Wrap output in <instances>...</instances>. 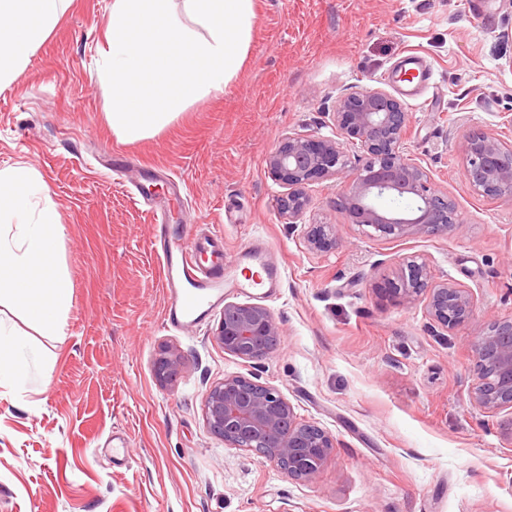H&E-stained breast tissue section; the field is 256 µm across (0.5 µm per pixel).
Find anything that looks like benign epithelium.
<instances>
[{
  "instance_id": "obj_1",
  "label": "benign epithelium",
  "mask_w": 512,
  "mask_h": 512,
  "mask_svg": "<svg viewBox=\"0 0 512 512\" xmlns=\"http://www.w3.org/2000/svg\"><path fill=\"white\" fill-rule=\"evenodd\" d=\"M333 119L337 137L292 133L269 153V173L288 187L279 201L283 219L297 223L309 205L307 186L333 179L340 186L348 222L371 227L382 237L404 239L463 228L455 218L453 200L403 152L408 112L390 92L361 87L340 95ZM464 151L467 177L475 191L487 197L512 196L511 143L488 134L469 135ZM306 238L317 249L344 243L339 224H310ZM420 296L427 299L429 318L446 330L474 320L469 290L435 280L426 263L407 257L388 297L409 303ZM278 336L279 326L267 307L235 302L224 304L213 333L225 352L248 362L270 354ZM473 353L475 404L486 413L511 406L512 321L477 329ZM181 368V355L165 348L156 359L155 375L169 384ZM203 417L225 446L251 451L298 480L315 477L335 448L323 429L297 420L293 406L277 388L242 375L227 376L209 388Z\"/></svg>"
}]
</instances>
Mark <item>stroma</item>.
Masks as SVG:
<instances>
[{"mask_svg":"<svg viewBox=\"0 0 512 512\" xmlns=\"http://www.w3.org/2000/svg\"><path fill=\"white\" fill-rule=\"evenodd\" d=\"M255 2L234 82L152 137L119 142L105 117L112 0H72L0 92V168L32 166L49 186L70 283L64 340L34 339L55 362L28 358L24 383L0 388V512H512V406L473 402V326L441 329L425 299L381 294L414 256L470 289L476 324L512 320V197L474 191L463 155L472 133L512 143V0ZM360 87L403 104L404 151L454 201L459 233L372 234L347 223L331 180L284 222L269 151L292 132L335 136L337 96ZM153 204L174 233L221 234L227 254L266 245L280 288L224 299L271 311V354L225 353L219 306L165 323ZM314 222L342 225L343 246L310 249ZM167 347L183 367L164 385ZM232 375L276 387L333 438L313 479L208 431L206 392ZM181 368V355L172 348H165L156 359L155 375L161 383L169 384L177 380Z\"/></svg>","mask_w":512,"mask_h":512,"instance_id":"stroma-1","label":"stroma"}]
</instances>
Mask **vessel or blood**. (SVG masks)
I'll list each match as a JSON object with an SVG mask.
<instances>
[{
	"instance_id": "1",
	"label": "vessel or blood",
	"mask_w": 512,
	"mask_h": 512,
	"mask_svg": "<svg viewBox=\"0 0 512 512\" xmlns=\"http://www.w3.org/2000/svg\"><path fill=\"white\" fill-rule=\"evenodd\" d=\"M159 240L163 286L168 295L165 320L182 327L197 321L210 301L223 297L231 277L224 271V251L216 235L197 236L189 245L164 233Z\"/></svg>"
}]
</instances>
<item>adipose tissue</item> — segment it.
<instances>
[{
    "mask_svg": "<svg viewBox=\"0 0 512 512\" xmlns=\"http://www.w3.org/2000/svg\"><path fill=\"white\" fill-rule=\"evenodd\" d=\"M71 2L0 0V89ZM255 17V0H112L100 79L111 91L106 119L117 138L151 137L196 101L224 92L250 53ZM61 234L40 174L20 163L0 169V303L14 305L29 331L56 339L69 304ZM27 333L0 323V386L22 383Z\"/></svg>",
    "mask_w": 512,
    "mask_h": 512,
    "instance_id": "obj_1",
    "label": "adipose tissue"
}]
</instances>
